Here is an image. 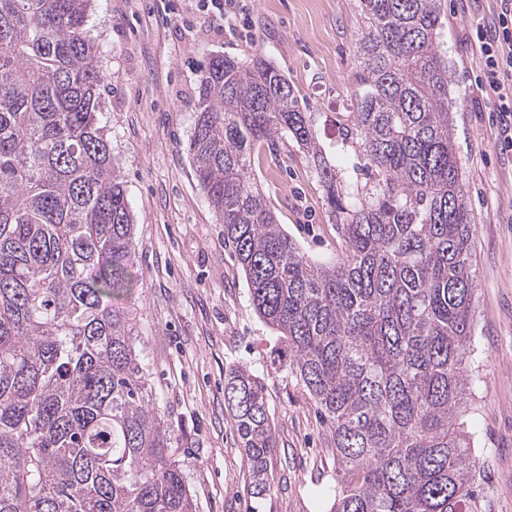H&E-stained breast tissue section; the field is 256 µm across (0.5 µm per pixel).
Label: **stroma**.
<instances>
[{"label":"stroma","instance_id":"35a3bbf8","mask_svg":"<svg viewBox=\"0 0 512 512\" xmlns=\"http://www.w3.org/2000/svg\"><path fill=\"white\" fill-rule=\"evenodd\" d=\"M456 154L474 215L475 334L483 384L467 402L481 512H512V152L496 139L492 100L480 89L471 33L496 0H441ZM235 31L209 26L188 0H93L86 29L101 54L107 90L101 120L136 220L139 286L124 307L138 314L150 384L169 416L173 452L197 512H328L336 483L330 431L295 376L268 374L275 339L253 309L244 274L193 173L201 63L214 55L262 54L286 76L301 111L315 115L331 163L351 176L363 161L342 145L345 114L362 90L354 57L357 0H244ZM255 178L284 230L307 255L341 249L334 219L307 154L282 139ZM262 376L276 446L267 487L254 494L249 462L224 406V375Z\"/></svg>","mask_w":512,"mask_h":512}]
</instances>
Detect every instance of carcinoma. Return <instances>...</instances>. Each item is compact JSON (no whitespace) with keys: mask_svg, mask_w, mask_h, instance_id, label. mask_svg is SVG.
<instances>
[{"mask_svg":"<svg viewBox=\"0 0 512 512\" xmlns=\"http://www.w3.org/2000/svg\"><path fill=\"white\" fill-rule=\"evenodd\" d=\"M91 0H0V512H196L135 347L134 224L102 125ZM368 180L332 165L262 55L202 66L188 151L254 310L329 425L330 512H480L474 216L453 140L441 0H358ZM292 138L343 250L314 259L253 168ZM251 484L275 448L264 382L224 377Z\"/></svg>","mask_w":512,"mask_h":512,"instance_id":"1","label":"carcinoma"}]
</instances>
